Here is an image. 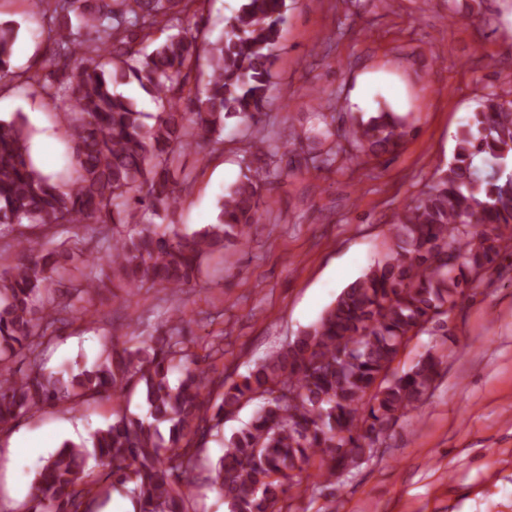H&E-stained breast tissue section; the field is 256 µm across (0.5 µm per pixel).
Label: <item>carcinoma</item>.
Masks as SVG:
<instances>
[{"instance_id":"obj_1","label":"carcinoma","mask_w":512,"mask_h":512,"mask_svg":"<svg viewBox=\"0 0 512 512\" xmlns=\"http://www.w3.org/2000/svg\"><path fill=\"white\" fill-rule=\"evenodd\" d=\"M49 15L44 66L15 75L42 100L69 101L71 181L44 173L18 112L0 119V224L23 228L17 260L0 267V430L61 402L118 399L137 386L147 416L113 410L91 443L66 441L34 479L32 512H92L97 498L123 488L138 512H186L199 477L224 490L228 512H282L280 502L311 465L319 488L336 467L353 470L373 444L416 409L439 360L432 345L408 370L391 367L422 333L445 336L448 316L467 291L512 256V99L489 93L458 130L453 158L414 204L396 215L391 245L343 289L316 323L273 351L239 381L208 376L192 358L183 314L168 336L112 337L105 357L77 374L46 370L55 336L109 287L130 294L188 286L205 259L247 241L263 217L262 189L274 174L245 164L224 192L217 223L183 233L178 152L220 145L224 122L256 124L267 102L286 0H242L214 40L194 34L205 0H33ZM20 25L0 22V74L10 73ZM135 84L158 111L145 113L119 87ZM151 118L148 125L144 119ZM409 134L407 122L380 110L344 131L359 152L379 158ZM161 223H155V220ZM98 224L106 268L86 265L66 224ZM253 419L224 434V417L255 401ZM169 424L168 435L159 425ZM219 438L216 463L201 457ZM99 457L109 470L88 467Z\"/></svg>"}]
</instances>
